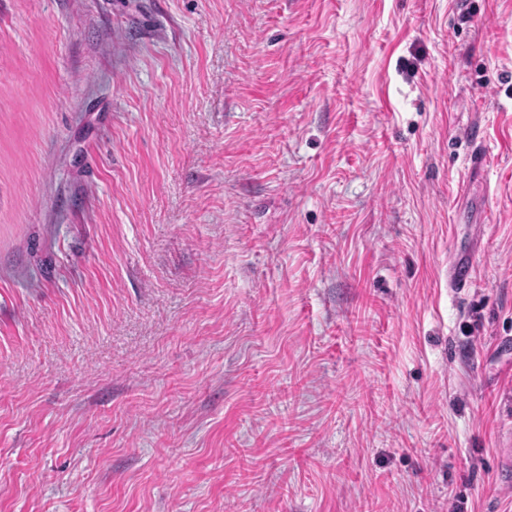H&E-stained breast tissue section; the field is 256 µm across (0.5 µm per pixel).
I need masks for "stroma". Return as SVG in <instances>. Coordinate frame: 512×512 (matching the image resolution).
<instances>
[{"label":"stroma","mask_w":512,"mask_h":512,"mask_svg":"<svg viewBox=\"0 0 512 512\" xmlns=\"http://www.w3.org/2000/svg\"><path fill=\"white\" fill-rule=\"evenodd\" d=\"M511 442L512 0H0V512H512ZM474 279V266L470 257L461 256L450 267L449 284L451 288H469Z\"/></svg>","instance_id":"1"}]
</instances>
